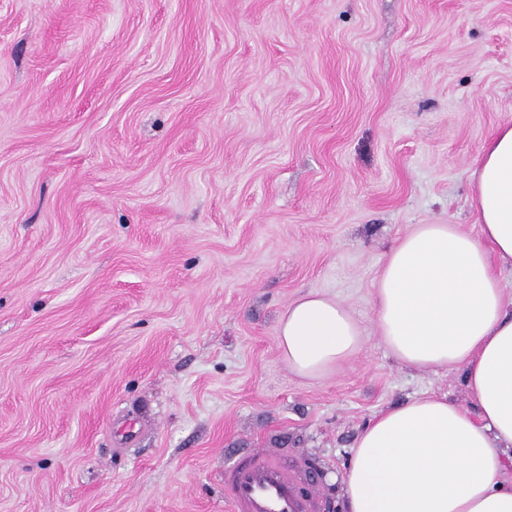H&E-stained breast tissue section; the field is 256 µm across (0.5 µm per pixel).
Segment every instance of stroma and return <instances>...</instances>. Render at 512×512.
Returning a JSON list of instances; mask_svg holds the SVG:
<instances>
[{
	"label": "stroma",
	"mask_w": 512,
	"mask_h": 512,
	"mask_svg": "<svg viewBox=\"0 0 512 512\" xmlns=\"http://www.w3.org/2000/svg\"><path fill=\"white\" fill-rule=\"evenodd\" d=\"M512 121V0H0V512H230L280 449L331 505L358 433L461 371L396 361L385 256L478 233L469 183ZM324 293L365 341L289 370ZM363 334L354 315L329 296L309 292L294 300L279 320L277 344L288 368L315 378L356 354Z\"/></svg>",
	"instance_id": "stroma-1"
}]
</instances>
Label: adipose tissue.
Segmentation results:
<instances>
[{"label":"adipose tissue","mask_w":512,"mask_h":512,"mask_svg":"<svg viewBox=\"0 0 512 512\" xmlns=\"http://www.w3.org/2000/svg\"><path fill=\"white\" fill-rule=\"evenodd\" d=\"M479 235L420 224L388 253L376 284V327L408 366L462 371L476 411L421 396L376 415L343 475L349 512H512V122L483 146L471 175ZM354 315L309 292L279 320L289 369L315 378L363 344Z\"/></svg>","instance_id":"1"}]
</instances>
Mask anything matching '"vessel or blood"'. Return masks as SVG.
Wrapping results in <instances>:
<instances>
[{
  "label": "vessel or blood",
  "instance_id": "vessel-or-blood-1",
  "mask_svg": "<svg viewBox=\"0 0 512 512\" xmlns=\"http://www.w3.org/2000/svg\"><path fill=\"white\" fill-rule=\"evenodd\" d=\"M224 498L233 512H325L305 485L301 467L282 455L249 451L224 470Z\"/></svg>",
  "mask_w": 512,
  "mask_h": 512
}]
</instances>
